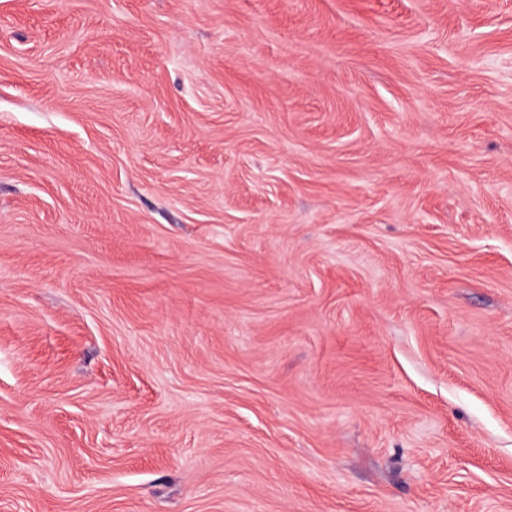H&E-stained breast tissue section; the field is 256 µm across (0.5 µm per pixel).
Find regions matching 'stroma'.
<instances>
[{
  "label": "stroma",
  "instance_id": "1",
  "mask_svg": "<svg viewBox=\"0 0 512 512\" xmlns=\"http://www.w3.org/2000/svg\"><path fill=\"white\" fill-rule=\"evenodd\" d=\"M0 512H512V0H0Z\"/></svg>",
  "mask_w": 512,
  "mask_h": 512
}]
</instances>
